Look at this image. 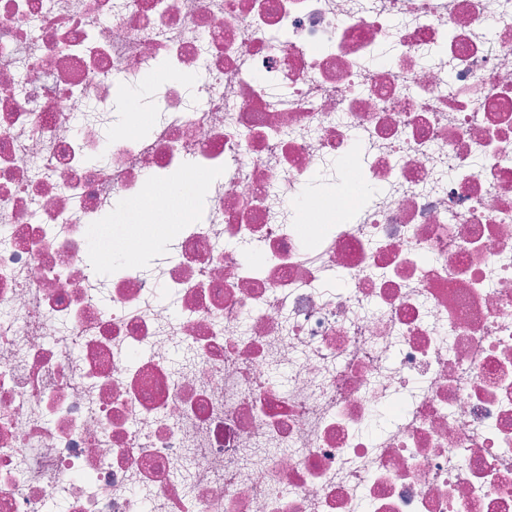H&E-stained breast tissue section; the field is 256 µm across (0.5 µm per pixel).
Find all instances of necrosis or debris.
I'll return each instance as SVG.
<instances>
[{"label":"necrosis or debris","mask_w":512,"mask_h":512,"mask_svg":"<svg viewBox=\"0 0 512 512\" xmlns=\"http://www.w3.org/2000/svg\"><path fill=\"white\" fill-rule=\"evenodd\" d=\"M60 506L512 512V0H0V512Z\"/></svg>","instance_id":"1"}]
</instances>
